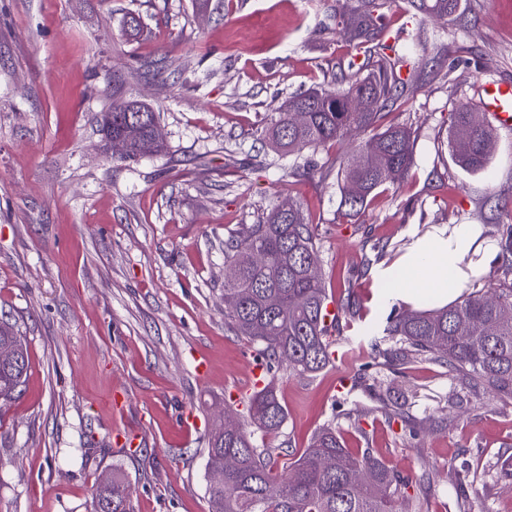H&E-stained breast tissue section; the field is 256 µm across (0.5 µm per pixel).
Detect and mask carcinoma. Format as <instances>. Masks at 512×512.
<instances>
[{"label":"carcinoma","mask_w":512,"mask_h":512,"mask_svg":"<svg viewBox=\"0 0 512 512\" xmlns=\"http://www.w3.org/2000/svg\"><path fill=\"white\" fill-rule=\"evenodd\" d=\"M358 5L339 18L356 50L345 65H338L332 81L288 97L267 114L260 138L277 151L293 155L349 139L354 134L369 138L358 146L357 157L348 162L306 161L295 166L301 178L336 170L343 182L342 203L352 213L361 211L369 196L403 178L413 163L412 132L388 120L391 108L409 96L415 75L407 54L397 51L384 25L390 0H357ZM457 0H407L416 15L443 19L456 8ZM369 96L375 106L369 112H351V97ZM134 112L102 113L104 137L122 135L129 142L126 161L158 155L165 143L152 138L158 113L146 102H135ZM301 110L306 124L297 126L292 113ZM493 129L476 119L463 105L454 114L449 144L461 168L479 172L491 155L484 145L493 139ZM317 232L303 209L288 200V209L276 205L259 224H249L238 236L224 241V266L232 277L224 280V319L239 336L261 346L259 356L265 374L275 375L283 363L298 376L318 373L335 363L337 343L330 330H339L328 317V291L322 274L310 275L317 263ZM499 269L512 275V225H503ZM512 309V286L495 294L482 290L462 294L458 301L430 310H411L393 305L380 316V329L367 337L374 364L400 368L417 359H428L455 372L470 389L484 388L502 401L512 399V319L501 310ZM29 367L28 350L22 351L17 367L0 368V396L15 399L22 393ZM247 412L256 428L280 433L287 411L279 402L273 383L253 391ZM390 421L417 435L405 404L390 399L384 406ZM207 467H224V481L208 485L210 512H423L422 496L431 487L429 471L414 479L402 476L366 451L352 455L345 448L336 426L318 430L289 465V473L273 470L276 459L289 449L260 447L254 432L240 426L225 429L217 420L207 433ZM236 464L224 466V456ZM336 460L330 470L326 462ZM419 493H410L412 485ZM130 512L126 480L114 470L109 484L100 488L91 512Z\"/></svg>","instance_id":"obj_1"}]
</instances>
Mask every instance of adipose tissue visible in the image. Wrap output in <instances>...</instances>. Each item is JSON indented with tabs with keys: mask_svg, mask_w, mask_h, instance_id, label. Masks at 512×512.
Listing matches in <instances>:
<instances>
[{
	"mask_svg": "<svg viewBox=\"0 0 512 512\" xmlns=\"http://www.w3.org/2000/svg\"><path fill=\"white\" fill-rule=\"evenodd\" d=\"M480 234L479 225L452 224L447 237L417 238L409 252L383 270L381 277L399 300L416 306L432 299L451 300L460 286L482 272L480 266L468 262V254L479 251L488 259L495 251L493 241L481 239Z\"/></svg>",
	"mask_w": 512,
	"mask_h": 512,
	"instance_id": "adipose-tissue-1",
	"label": "adipose tissue"
}]
</instances>
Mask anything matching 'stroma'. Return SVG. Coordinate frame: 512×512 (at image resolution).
Returning a JSON list of instances; mask_svg holds the SVG:
<instances>
[{
  "label": "stroma",
  "mask_w": 512,
  "mask_h": 512,
  "mask_svg": "<svg viewBox=\"0 0 512 512\" xmlns=\"http://www.w3.org/2000/svg\"><path fill=\"white\" fill-rule=\"evenodd\" d=\"M355 0H0V320L28 346L20 399L0 403V512H89L113 465L131 512H209L207 442L224 399L247 388L258 347L224 322V241L298 201L317 226L329 293L379 302L372 244L387 261L448 224L498 239L512 210V129L496 131L483 171L459 168L449 131L482 84L512 82V0H458L421 22L393 0L385 23L425 73L396 122L414 133L404 180L355 216L336 176L296 180L293 157L259 140L266 113L327 81L353 50L323 29ZM143 34H123L126 11ZM437 41L420 43L424 29ZM174 61L165 80L147 66ZM123 99L157 105L166 154L113 160L96 116ZM356 361L299 377L280 371L292 455L322 425L402 473L429 470L428 512H512V401L464 388L447 367ZM406 399L418 437L387 423ZM361 412L354 427L338 408ZM479 494L458 498L461 469Z\"/></svg>",
  "instance_id": "stroma-1"
}]
</instances>
